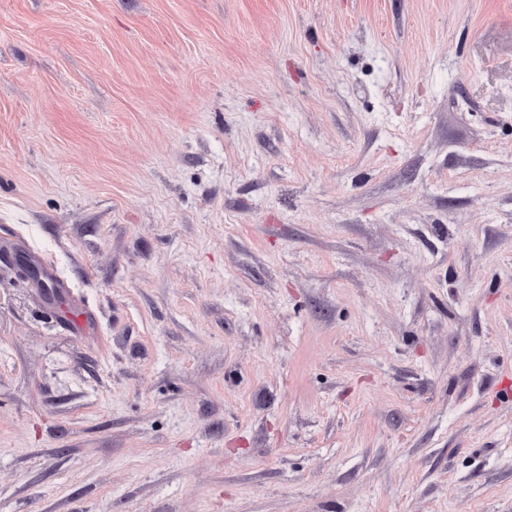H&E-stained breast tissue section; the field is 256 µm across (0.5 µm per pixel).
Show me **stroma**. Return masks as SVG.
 <instances>
[{
  "label": "stroma",
  "mask_w": 512,
  "mask_h": 512,
  "mask_svg": "<svg viewBox=\"0 0 512 512\" xmlns=\"http://www.w3.org/2000/svg\"><path fill=\"white\" fill-rule=\"evenodd\" d=\"M0 512H512V0H0Z\"/></svg>",
  "instance_id": "1"
}]
</instances>
